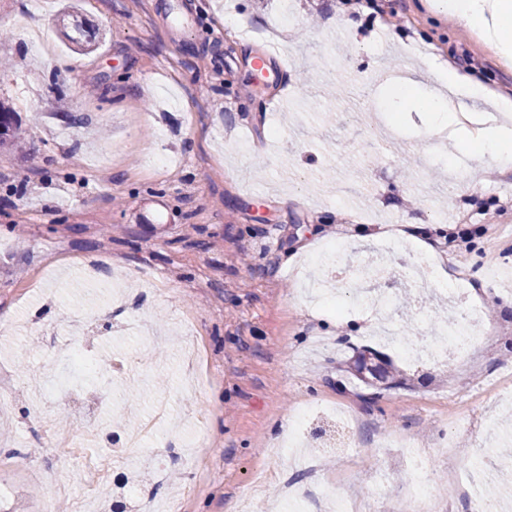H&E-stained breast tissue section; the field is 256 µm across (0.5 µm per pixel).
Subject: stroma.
<instances>
[{"label":"stroma","mask_w":512,"mask_h":512,"mask_svg":"<svg viewBox=\"0 0 512 512\" xmlns=\"http://www.w3.org/2000/svg\"><path fill=\"white\" fill-rule=\"evenodd\" d=\"M284 1L79 0L97 32L84 51L56 24L67 0H0V102L25 133L24 151L0 149V499L17 512H269L287 485L299 512H327V481L346 512H402L396 435L428 461L433 512H471L476 471L512 442V314L497 305L512 285V171L474 155L459 121L512 126V60L424 0H366L347 27L348 0H288V16ZM270 41L277 75L254 83ZM467 55L490 94L453 95L441 140L420 138L427 116L411 104L387 111L384 74L429 93V66ZM389 223L394 274L379 288L398 335L432 314L402 301L408 240L432 244L451 274L437 288L467 290L493 335L447 363L410 361L368 332L354 289L339 312L304 299L326 243L346 241L358 277ZM103 239L111 253L88 278ZM117 293L135 305L113 310ZM73 336L99 371L46 392ZM369 349L404 387L351 374ZM115 357L142 373L137 404L104 369ZM161 399L169 416L128 470L116 437ZM324 402L353 413L357 436L345 459L300 443L310 474L279 444L301 406ZM89 466L105 480L79 495L46 481Z\"/></svg>","instance_id":"obj_1"}]
</instances>
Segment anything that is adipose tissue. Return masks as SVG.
Instances as JSON below:
<instances>
[{
    "label": "adipose tissue",
    "mask_w": 512,
    "mask_h": 512,
    "mask_svg": "<svg viewBox=\"0 0 512 512\" xmlns=\"http://www.w3.org/2000/svg\"><path fill=\"white\" fill-rule=\"evenodd\" d=\"M440 9L480 30L503 59L512 58V0H441ZM472 146L501 168L512 167V128L488 125Z\"/></svg>",
    "instance_id": "adipose-tissue-1"
}]
</instances>
